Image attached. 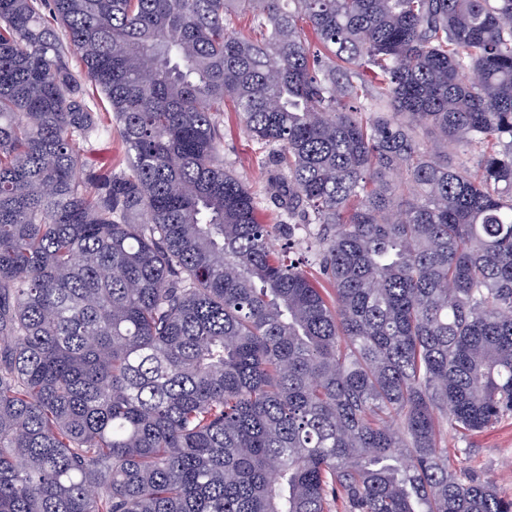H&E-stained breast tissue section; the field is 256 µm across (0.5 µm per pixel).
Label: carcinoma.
<instances>
[{
  "label": "carcinoma",
  "mask_w": 512,
  "mask_h": 512,
  "mask_svg": "<svg viewBox=\"0 0 512 512\" xmlns=\"http://www.w3.org/2000/svg\"><path fill=\"white\" fill-rule=\"evenodd\" d=\"M510 415L512 0H0V512H512ZM86 86L90 99L95 104V111L101 124L105 128L112 130V137H105L99 143L97 150L90 155V162L97 166H107L112 162V167L118 166L124 162V150L112 118V112L105 99L95 90L93 93L88 83ZM224 166L238 175L255 194L266 222L280 224L278 210L264 197L266 169L271 162L261 145L246 136L238 115L229 105L224 107ZM469 441L471 453H457V442L448 431L445 444L451 466L457 471L474 470L506 495H512V417L471 436Z\"/></svg>",
  "instance_id": "carcinoma-1"
}]
</instances>
